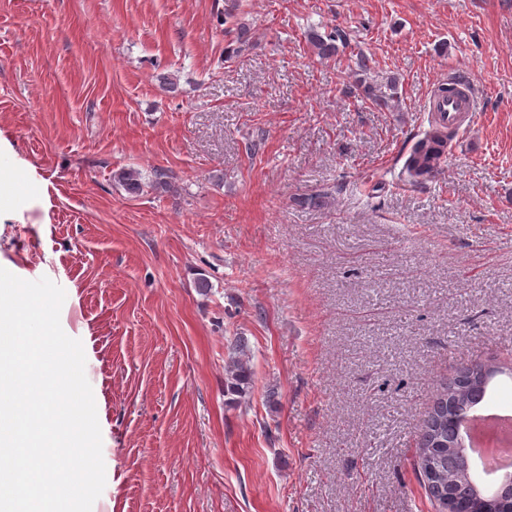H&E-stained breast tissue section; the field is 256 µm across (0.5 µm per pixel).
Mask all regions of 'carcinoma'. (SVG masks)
I'll return each mask as SVG.
<instances>
[{
	"mask_svg": "<svg viewBox=\"0 0 512 512\" xmlns=\"http://www.w3.org/2000/svg\"><path fill=\"white\" fill-rule=\"evenodd\" d=\"M308 42L314 52L321 58H330L339 51V46L346 45V35L338 30L321 34L315 29L308 32ZM387 91H375L366 86L367 94L379 108L388 109L397 95L395 82H386ZM448 128L435 124L423 133L414 143L409 156L404 162V172L413 182H421L432 177L439 168L441 158L447 152L443 141L448 138ZM114 180L133 194L144 191L149 186L155 190L166 191L168 181L163 174L154 173L151 181H145L141 170L134 167L122 168L114 174ZM246 345L237 338L228 348V360L225 372L231 380V389L237 390L250 375L249 357L245 353ZM480 365L465 366L461 376L452 379L448 386L434 401L433 407L424 421L419 435L418 473L436 512H443V499L453 495L462 512H471L476 508L478 491L472 479L463 470L464 461L454 457L448 458L456 443L458 415L452 412V406L466 411L473 403V398L489 386L492 377H482Z\"/></svg>",
	"mask_w": 512,
	"mask_h": 512,
	"instance_id": "carcinoma-1",
	"label": "carcinoma"
}]
</instances>
